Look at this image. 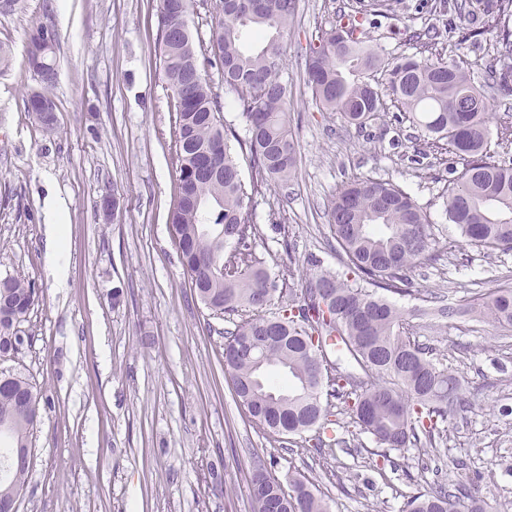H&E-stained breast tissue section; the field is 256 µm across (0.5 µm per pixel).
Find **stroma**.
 <instances>
[{"label":"stroma","mask_w":512,"mask_h":512,"mask_svg":"<svg viewBox=\"0 0 512 512\" xmlns=\"http://www.w3.org/2000/svg\"><path fill=\"white\" fill-rule=\"evenodd\" d=\"M354 0H298L284 38L297 168L288 188L251 202V250L270 276L293 267L335 271L327 209L353 178L400 186L426 214L431 261L416 268L420 292L394 296L419 341L465 379L471 407L450 416L435 447L378 456L369 436L327 461L291 452L287 436L250 418L224 371V333L233 320L211 315L194 296L172 242L177 195L176 113L155 51L158 0H24L0 16L11 49L0 71V276L35 282L38 296L21 325L31 342L0 357V372L24 375L40 394L33 468L19 512H252L247 484L259 466L281 485L307 478L329 512H402L408 497L472 478L491 512H512V328L470 316H418L427 294L457 303L488 292L512 272V252L487 253L460 238L444 209L446 156L414 163L409 121L394 101L365 128L318 108L306 83L305 54ZM58 35L53 132L25 107L37 82L28 68L33 23ZM421 20L402 14L362 23L370 45L391 60L418 54ZM443 58L482 83L500 58L492 36L461 41L444 20ZM202 73L222 106L224 129L245 121L221 70ZM119 202L104 222L103 197ZM64 204L66 249L51 259L50 205Z\"/></svg>","instance_id":"35a3bbf8"}]
</instances>
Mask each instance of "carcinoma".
I'll use <instances>...</instances> for the list:
<instances>
[{
	"label": "carcinoma",
	"mask_w": 512,
	"mask_h": 512,
	"mask_svg": "<svg viewBox=\"0 0 512 512\" xmlns=\"http://www.w3.org/2000/svg\"><path fill=\"white\" fill-rule=\"evenodd\" d=\"M352 12L322 32L306 56L305 74L315 103L337 112L350 125L363 127L383 108L377 88L366 73L382 70L388 90L423 142L418 153L443 150L450 157L446 214L471 245L490 253L512 251V165L484 153L490 135L489 99L512 94V65L486 71L483 84H473L454 61L423 56L441 33L426 27L417 33L422 55L387 61L356 36L360 19L406 7L405 0H356ZM192 0H159L160 20L180 32L159 36L162 72L176 108L178 195L169 224L178 237L179 259L189 288L216 314L244 310L252 316L226 332L224 368L232 390L250 417L279 435H302L301 449L322 455L325 448L348 446L344 437L324 435L338 424L329 418L320 394L323 387L341 400L350 423L378 446L407 448L435 442L448 415L470 406L466 388L448 366L433 357V348L410 336L409 323L383 290L408 294L411 273L432 259L429 222L411 196L383 180H350L328 205L329 227L343 270L315 273L305 279L297 299L271 279L251 253L254 235L250 203L275 183L288 187L297 155L288 130V86L280 79L284 37L294 19L297 0H219L216 46L209 58L224 73V86L234 92L246 124L238 141L255 179L245 186L239 158L224 136L221 106L202 74L188 14ZM430 11L448 13L463 24L468 37H495L497 52L512 58V0H492L481 20L474 0H430ZM56 34L45 24L27 32L26 52L38 88L26 95L27 112L47 131L55 127L56 104L50 95L57 71ZM497 139L512 145V112L496 117ZM220 147L217 163L223 178L206 176L201 153ZM37 297L35 283L20 277L0 279V355L15 351L18 326ZM280 299L278 311L264 314ZM421 316L445 320L477 312L496 327H512V282L477 293L455 307L443 296L426 299ZM281 368L289 385L271 386L270 366ZM40 396L20 374L0 388V428L10 448H28L37 420L26 409L39 410ZM30 466L3 472L0 490L12 485L24 491ZM248 492L254 512H327L323 499L305 480L284 489L257 467ZM407 512H489L488 503L460 484H441L413 496Z\"/></svg>",
	"instance_id": "obj_1"
}]
</instances>
